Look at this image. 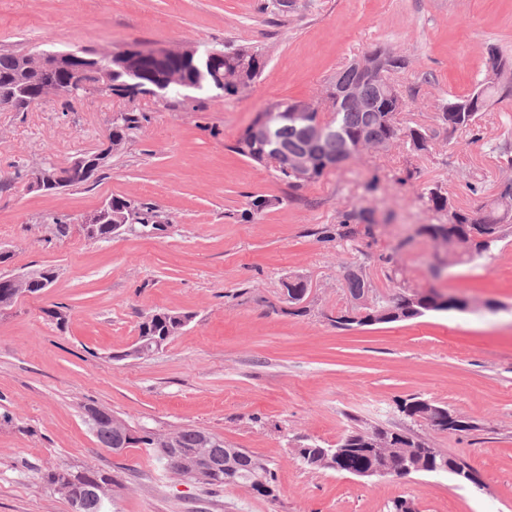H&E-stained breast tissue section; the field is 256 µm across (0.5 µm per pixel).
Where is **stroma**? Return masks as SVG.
Returning a JSON list of instances; mask_svg holds the SVG:
<instances>
[{"instance_id":"stroma-1","label":"stroma","mask_w":512,"mask_h":512,"mask_svg":"<svg viewBox=\"0 0 512 512\" xmlns=\"http://www.w3.org/2000/svg\"><path fill=\"white\" fill-rule=\"evenodd\" d=\"M260 2L0 0L3 51L228 44L267 58L262 75L230 98L94 94L72 112L58 100L0 111V246L11 252L0 276L47 266L57 274L45 294L0 311V512H71L41 479L62 463L112 475L117 512H388L397 498L418 512H512V241L460 266L417 232L435 221L420 188L442 187L474 209L512 174L488 149L512 141V98L491 101L478 143L439 122L442 103L487 74V46L512 58V0H296L285 14L260 11ZM383 47L407 62L391 74L406 100L401 124L439 132L429 152L367 153L298 189L237 153L257 113L281 102L324 104L337 71ZM119 110L141 115L140 128L95 179L57 194L28 189V170L99 149ZM410 170L415 179L400 184ZM471 179L482 180L484 194L468 191ZM113 196L154 207L168 233L85 239L81 220ZM258 197L267 205L255 214ZM360 206L375 211L374 236L337 239L339 213ZM63 215L74 229L59 240L48 219ZM354 265L378 291L438 288L472 305L337 329L330 317L349 301L343 271ZM294 276L312 288L300 306L283 287ZM57 305L67 313L62 329L47 315ZM159 309L192 320L154 355L127 357ZM409 397L448 407L469 430L410 420L397 407ZM89 404L133 430L216 435L264 459L276 494L213 490L162 469L146 449L102 447L84 421ZM358 426L425 438L479 482L357 477L298 461L299 446L335 447Z\"/></svg>"}]
</instances>
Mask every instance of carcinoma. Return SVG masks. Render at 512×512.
Masks as SVG:
<instances>
[{
    "label": "carcinoma",
    "mask_w": 512,
    "mask_h": 512,
    "mask_svg": "<svg viewBox=\"0 0 512 512\" xmlns=\"http://www.w3.org/2000/svg\"><path fill=\"white\" fill-rule=\"evenodd\" d=\"M19 55L12 52H0V110L10 108L28 109L30 105L39 102L43 84L36 79L20 74L18 70ZM267 60L258 50L239 48L224 50V56L214 62L204 58H175L166 63H157L150 58L144 60L140 72L132 77L125 72L112 73V88L121 89L127 83L135 80L138 85L147 89L156 84L169 71L181 72L183 85H192L198 92L218 90L226 95L235 96L247 89L266 68ZM403 101L398 90L385 76L369 84L364 95L351 105L341 107L337 114L336 126L323 139L313 145L306 144V137L301 126L290 117L293 104H277L265 113L272 115L270 124L273 128L272 143L262 148L250 144L242 135L237 141L236 150L239 154L260 165L269 164L268 152L276 149L278 153H295L305 150L313 162L334 157L336 163L345 161L348 157L349 142L365 135L373 141L383 142L392 140L403 144L412 153H424L432 146L424 145L431 142L434 134L421 126L402 127L394 112L395 102ZM463 101V97H453L442 104L439 121L446 128L461 130L470 136L473 143L483 140L481 126L478 124L484 109L476 112H450L448 106ZM140 119L133 112H123L117 123L112 125L109 134L111 150L117 152L133 137L139 128ZM418 198L428 209L438 215V223L422 224L417 229L420 235L432 239L440 236L448 238L455 256L460 263H469L476 258L491 253L501 242L512 235V183L500 184L493 200L476 209H462L452 202L447 193L437 186L425 187L418 193ZM365 225L366 231H371L377 224L375 213L370 208L360 207L345 210L340 213L337 235L340 238H353L359 234L357 226ZM347 293L351 298H358L365 293L374 291L370 281L359 268L349 267L344 272ZM412 293L409 288H401L399 292L388 296L379 302L383 313L367 321L353 322L339 318L334 320L338 329L350 330L379 324L408 321L419 318L428 312L464 310L466 304L458 302L454 305H438L433 297L421 296L416 304L401 299ZM191 319V314L175 310H155L140 325L143 336H175L180 331L183 322ZM100 417L91 428L97 442L105 447H112L115 426L125 427L112 413L99 409ZM375 429L361 427L349 431V443L353 447L345 451L342 466L354 470L378 469L386 466L382 453L373 447H368ZM412 435L402 433L388 447L393 457H404L407 464L416 472L424 473H453L458 461L448 455L437 452L432 456L423 455L412 442ZM158 438L151 430H144L132 438L152 450V455L160 466L169 469V460L163 450L156 446ZM297 458L305 465L315 468L333 470L336 468V457L322 455L317 445L311 444L296 449ZM45 483L52 489L63 484L74 486L82 498L83 512H112V497L110 491L114 480L112 476L94 469H73L59 466L44 473ZM202 483L214 487L245 485L250 490L263 497L274 496L275 489L271 482V473L267 465L255 455L246 450L236 459L235 469L220 470Z\"/></svg>",
    "instance_id": "carcinoma-1"
}]
</instances>
